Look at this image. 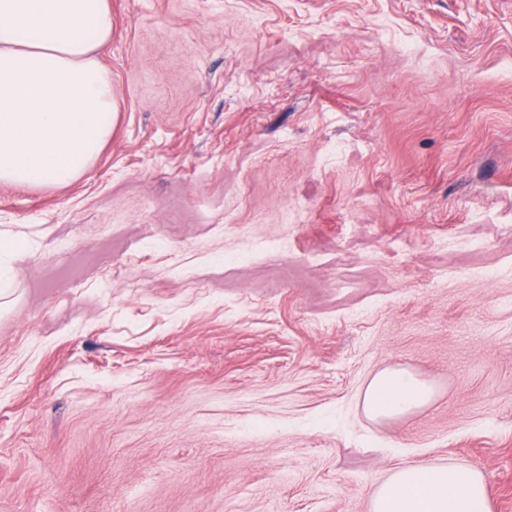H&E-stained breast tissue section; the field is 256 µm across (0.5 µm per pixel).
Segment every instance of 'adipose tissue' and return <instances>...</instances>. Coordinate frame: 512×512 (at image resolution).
Masks as SVG:
<instances>
[{"instance_id": "ef3b65f1", "label": "adipose tissue", "mask_w": 512, "mask_h": 512, "mask_svg": "<svg viewBox=\"0 0 512 512\" xmlns=\"http://www.w3.org/2000/svg\"><path fill=\"white\" fill-rule=\"evenodd\" d=\"M112 35L110 0H0V182L63 186L90 169L112 126V80L96 52ZM432 387L385 368L364 394L375 419L427 405ZM371 512H492L488 481L473 467L391 471Z\"/></svg>"}]
</instances>
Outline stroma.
I'll return each instance as SVG.
<instances>
[{
    "label": "stroma",
    "instance_id": "obj_1",
    "mask_svg": "<svg viewBox=\"0 0 512 512\" xmlns=\"http://www.w3.org/2000/svg\"><path fill=\"white\" fill-rule=\"evenodd\" d=\"M111 7L92 167L0 183V512H370L450 462L512 512V0ZM387 367L432 401L368 418ZM28 245L10 236H0V281L8 286V263L10 259L20 250L26 249Z\"/></svg>",
    "mask_w": 512,
    "mask_h": 512
}]
</instances>
